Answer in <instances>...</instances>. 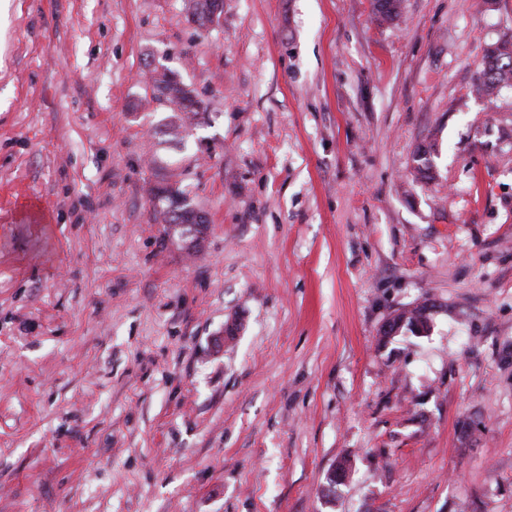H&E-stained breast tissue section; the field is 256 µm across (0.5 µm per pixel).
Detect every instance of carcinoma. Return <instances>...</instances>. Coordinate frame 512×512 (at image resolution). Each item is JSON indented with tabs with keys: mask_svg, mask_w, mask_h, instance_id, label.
Returning <instances> with one entry per match:
<instances>
[{
	"mask_svg": "<svg viewBox=\"0 0 512 512\" xmlns=\"http://www.w3.org/2000/svg\"><path fill=\"white\" fill-rule=\"evenodd\" d=\"M217 5V0H183L186 18L198 29L207 28L210 14ZM402 5L403 0H371V19L379 25L392 22L399 17ZM511 77L512 43H494L485 50L472 92L491 97L504 87L512 88ZM148 84L152 100L171 112L167 135L173 140H184L197 116L206 112L203 103L169 70L161 75H148ZM434 147L435 143L430 141L420 144L414 152L416 171L424 178L429 177L430 156ZM178 177L180 174L174 171L163 175L149 185L148 195L160 207L159 214L163 223L167 224L166 235L193 243L197 240L196 226L206 223V214L189 202ZM427 310V305L423 304L396 314L392 317L395 328L401 327L419 335L426 332L430 321Z\"/></svg>",
	"mask_w": 512,
	"mask_h": 512,
	"instance_id": "1",
	"label": "carcinoma"
}]
</instances>
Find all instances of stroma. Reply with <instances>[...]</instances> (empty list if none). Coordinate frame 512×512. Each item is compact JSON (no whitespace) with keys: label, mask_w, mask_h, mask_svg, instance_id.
I'll return each instance as SVG.
<instances>
[{"label":"stroma","mask_w":512,"mask_h":512,"mask_svg":"<svg viewBox=\"0 0 512 512\" xmlns=\"http://www.w3.org/2000/svg\"><path fill=\"white\" fill-rule=\"evenodd\" d=\"M500 40L512 0H224L208 31L11 0L0 512H512V90L472 92ZM158 65L207 107L178 145ZM172 168L192 251L147 193ZM403 0H372L371 19L381 25L396 20L402 11ZM427 310V305L423 304L396 314L391 318L395 323V327L392 330L396 332L401 327L400 332L405 329L413 335H421L429 327L430 317L427 314Z\"/></svg>","instance_id":"1"}]
</instances>
